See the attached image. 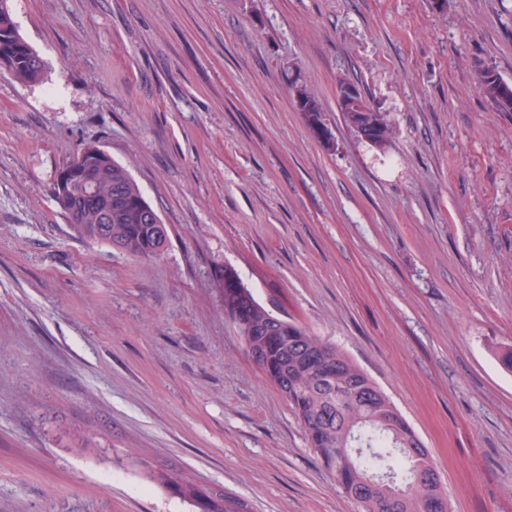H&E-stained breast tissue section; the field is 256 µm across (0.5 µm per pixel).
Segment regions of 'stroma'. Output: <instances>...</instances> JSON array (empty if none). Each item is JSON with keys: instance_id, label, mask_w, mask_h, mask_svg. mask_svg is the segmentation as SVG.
Returning <instances> with one entry per match:
<instances>
[{"instance_id": "1", "label": "stroma", "mask_w": 512, "mask_h": 512, "mask_svg": "<svg viewBox=\"0 0 512 512\" xmlns=\"http://www.w3.org/2000/svg\"><path fill=\"white\" fill-rule=\"evenodd\" d=\"M11 5L48 74L0 75V512H195L150 467L247 512H357L225 316L227 266L385 392L450 512H512V112L476 83L512 84V0ZM88 142L170 226L159 256L71 235L49 186ZM478 84L492 109L496 112H512V89L505 91V82L497 72L483 66L478 72ZM290 80L289 89L293 95L292 89H296L299 96L303 100V104H297L296 106L299 112H301L305 125L309 131H313L316 128L325 126L322 108L317 99L309 92L307 87L299 83L300 79L297 78L294 81ZM359 99V96L353 89L346 90V95L343 97V104L347 112H343V106L340 111L342 112L343 120L353 131L355 129L356 133L361 138L366 139L367 135L370 133V125L365 124L364 122L359 123V116L363 115L361 112H368L366 113V118L373 122L377 130V134L372 140L368 141L361 139L359 136L358 137L371 147L379 151H384L390 142L392 134V127L388 116L383 112H371ZM355 124L357 125L353 128V125Z\"/></svg>"}]
</instances>
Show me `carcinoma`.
I'll list each match as a JSON object with an SVG mask.
<instances>
[{"label":"carcinoma","instance_id":"cac0c4a2","mask_svg":"<svg viewBox=\"0 0 512 512\" xmlns=\"http://www.w3.org/2000/svg\"><path fill=\"white\" fill-rule=\"evenodd\" d=\"M0 73L22 84L45 79L47 62L21 36L11 0H0ZM478 84L492 109L512 112V89L489 67L478 72ZM303 103L297 105L309 130L325 126L317 99L299 80L290 82ZM377 134L367 141L383 151L392 127L383 112H368ZM102 197L112 196V223L100 225L97 210L71 192L62 195L57 181L50 194L73 233L108 244L134 258L158 256L170 240V226L146 220L154 207L128 170L106 153L88 157ZM240 276L224 268L216 277L224 315L237 327L248 353L268 381L286 398L300 421L309 447L332 474L359 512H448V499L434 480L414 473L432 466L406 419L392 412L394 404L343 351L310 333L306 327L268 310L252 291L236 286ZM148 476L187 499L198 512H241L224 491L206 488L163 471Z\"/></svg>","mask_w":512,"mask_h":512}]
</instances>
